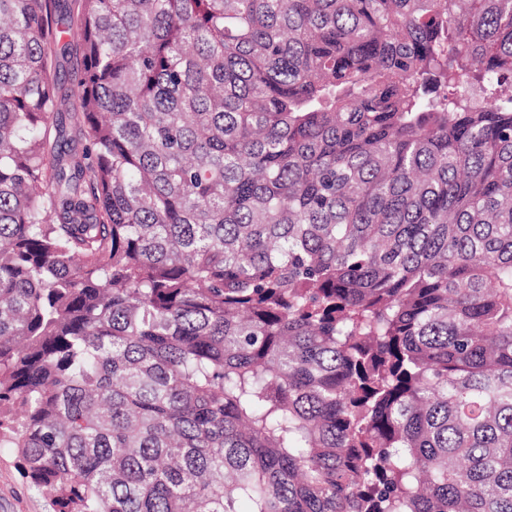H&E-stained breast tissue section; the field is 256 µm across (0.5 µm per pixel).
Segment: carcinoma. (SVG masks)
Segmentation results:
<instances>
[{
  "label": "carcinoma",
  "mask_w": 512,
  "mask_h": 512,
  "mask_svg": "<svg viewBox=\"0 0 512 512\" xmlns=\"http://www.w3.org/2000/svg\"><path fill=\"white\" fill-rule=\"evenodd\" d=\"M0 447L56 512H512V0H0Z\"/></svg>",
  "instance_id": "carcinoma-1"
}]
</instances>
